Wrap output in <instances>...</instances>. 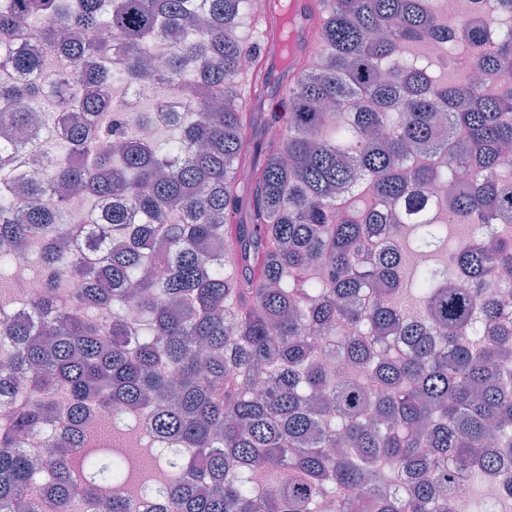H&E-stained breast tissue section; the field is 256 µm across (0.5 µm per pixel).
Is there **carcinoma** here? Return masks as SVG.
<instances>
[{"label": "carcinoma", "instance_id": "obj_1", "mask_svg": "<svg viewBox=\"0 0 512 512\" xmlns=\"http://www.w3.org/2000/svg\"><path fill=\"white\" fill-rule=\"evenodd\" d=\"M277 2L288 111L264 114L252 0H0V267L42 282L27 321L0 315V512H146L128 485L152 512H462L476 473L512 499V282L481 294L512 236L476 232L512 218V0L496 34L428 0H332L310 63ZM432 40L485 82L390 69ZM151 77L185 110L129 111ZM50 115L59 152L33 133ZM453 163L474 178L434 210ZM57 418L37 463L19 437Z\"/></svg>", "mask_w": 512, "mask_h": 512}]
</instances>
